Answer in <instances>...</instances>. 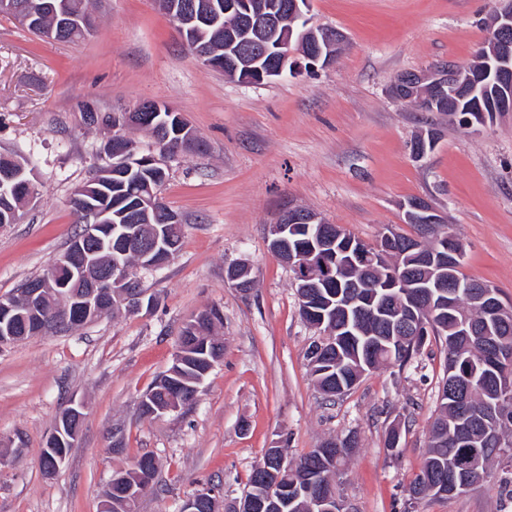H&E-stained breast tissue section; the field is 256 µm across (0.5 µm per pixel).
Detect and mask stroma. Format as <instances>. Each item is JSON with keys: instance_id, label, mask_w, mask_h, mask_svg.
I'll return each instance as SVG.
<instances>
[{"instance_id": "35a3bbf8", "label": "stroma", "mask_w": 512, "mask_h": 512, "mask_svg": "<svg viewBox=\"0 0 512 512\" xmlns=\"http://www.w3.org/2000/svg\"><path fill=\"white\" fill-rule=\"evenodd\" d=\"M91 3L97 27L73 43L0 16V152L29 159L37 189L20 220L0 226V297L41 276L77 228L70 199L108 136L86 124L87 103L124 112L156 100L186 119L198 143L167 158L158 191L184 238L167 265L136 271L157 307L0 349V512H101L112 471L144 454L157 472L138 512H179L205 485L224 506L242 497L267 448L296 459L349 435L357 446L337 490L351 512H512V469L500 462L466 494L412 505L444 373L441 342L324 400L307 359L319 335L267 239L290 204L369 244L390 229L415 237L403 206L421 199L464 244L462 273L512 305V112L479 123L390 94L399 74L472 63L499 0H309L314 23L345 37L336 60L261 85L205 65L156 0ZM428 133L434 149L413 159L411 142ZM242 260L254 279L247 292L225 279ZM209 307L224 317L221 360L195 402L142 416L140 400L170 368L183 327ZM74 399L86 417L64 467L46 474V438ZM394 424L392 457L384 442Z\"/></svg>"}]
</instances>
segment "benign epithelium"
Instances as JSON below:
<instances>
[{
	"label": "benign epithelium",
	"mask_w": 512,
	"mask_h": 512,
	"mask_svg": "<svg viewBox=\"0 0 512 512\" xmlns=\"http://www.w3.org/2000/svg\"><path fill=\"white\" fill-rule=\"evenodd\" d=\"M501 7L496 16V22L489 37V52L483 58L482 73H494L493 90L503 98L512 97V0H500ZM163 5L174 16L181 31H186L194 23H209L211 12L217 8L224 9V14H241L251 12L248 0H224L221 6H216L214 0L192 2L193 15L188 16L176 11V5L165 0ZM289 14L306 22V30L302 35L309 38L306 51L299 53L294 49L293 31L281 35L276 43L269 39L270 30L278 29L275 17L271 14L259 15L256 23L252 24L251 41L260 45L264 53H269L270 45H275L276 66L269 69V73L284 76L288 73L295 75L303 71H313L328 65L336 59L341 37L334 31L312 24L307 16L308 0H289L287 2ZM0 13L11 14L17 17L23 26L34 23L35 15L23 10L16 0H0ZM199 58L209 67L236 77L243 71L245 76L242 82L260 84L265 74L259 72L256 77L249 76L252 72L251 62L240 54L227 55L222 59H214L209 54H201ZM481 79L477 78L469 66L450 65L437 72L414 73L406 80L394 81L392 91L398 93L402 90L410 93V98L425 105L430 93L448 89L453 94L459 90L477 89ZM160 106L151 100L141 102L131 112L112 113V123H99V126L112 131L107 147L112 149L111 166L115 169H125L134 159V153L122 146L125 136L121 130L127 126H137L145 112H157ZM406 220L419 225L428 231L443 223L442 216L424 201H412L404 206ZM85 227L82 237L77 241L76 249L97 238L96 229L102 223V215L95 209L85 211ZM122 243L126 248H136L141 251L142 261L139 266L143 269H153L157 264L149 257L159 246L158 239L146 240L139 232L137 225L128 224L120 232ZM447 239L443 235L434 238V246L429 249L426 259L433 267L432 276L424 283L411 281L408 269L400 259L392 256L395 246L400 242V235L389 230L381 235L373 245L357 247V256L363 263L371 264L380 275L383 288L403 289V295L410 298H427V305L417 314L407 315L402 320L403 330L414 336H435L446 330V319L437 317L433 299L435 296L448 295V282L440 274L446 266H451L455 260L461 258L463 247L451 252L452 258H447ZM268 240L271 252L277 256L294 273V285L300 288L308 287L309 282L327 277L337 279L334 275V266L340 264L339 255L351 253L354 240L347 236L342 228L328 224L320 219L314 212L303 207L288 205L274 224L268 228ZM94 252H87L88 259L79 267L78 275L87 278L90 288L84 296L77 299L76 306L87 311L86 322L95 321L106 315L115 306V300L129 303L135 309L152 308L154 302L147 299V294L132 293L134 278L131 268L119 260L113 264L102 267L93 259ZM85 404L81 401H72L68 410L59 415L52 433L49 435L44 448L47 463L44 470L53 475L60 471L66 461L65 442L69 436L76 434L77 425L84 418ZM264 493L259 498L244 495L240 500V512H265L266 504L280 498L285 488L280 484L277 472L267 468L262 474ZM215 489L202 487L189 496L181 507L180 512H199L203 505L215 507ZM319 512H344L345 506L339 501L337 495L331 492L321 493L315 499Z\"/></svg>",
	"instance_id": "obj_1"
}]
</instances>
